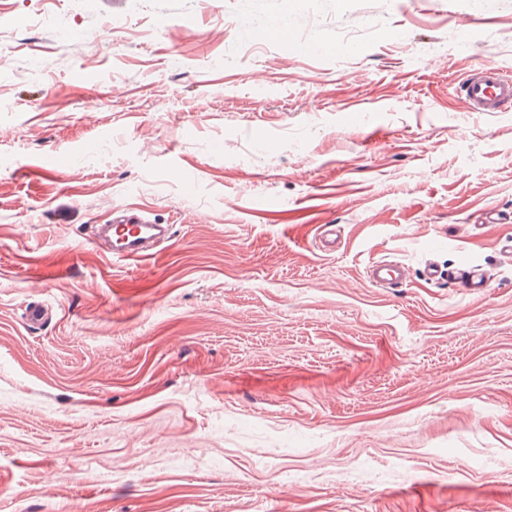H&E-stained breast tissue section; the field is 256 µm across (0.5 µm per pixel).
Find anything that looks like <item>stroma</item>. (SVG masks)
<instances>
[{
  "label": "stroma",
  "instance_id": "stroma-1",
  "mask_svg": "<svg viewBox=\"0 0 512 512\" xmlns=\"http://www.w3.org/2000/svg\"><path fill=\"white\" fill-rule=\"evenodd\" d=\"M1 55L0 512H512V108L459 91L512 0H0ZM127 205L158 257L90 243ZM369 282L378 288H393L405 279L404 268L399 263L377 262L370 267ZM448 280L460 282L468 289L469 294L475 297H486L493 288L489 277L474 267H464L456 272H448Z\"/></svg>",
  "mask_w": 512,
  "mask_h": 512
}]
</instances>
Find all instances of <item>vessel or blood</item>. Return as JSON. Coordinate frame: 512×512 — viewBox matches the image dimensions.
Segmentation results:
<instances>
[{
    "label": "vessel or blood",
    "instance_id": "obj_1",
    "mask_svg": "<svg viewBox=\"0 0 512 512\" xmlns=\"http://www.w3.org/2000/svg\"><path fill=\"white\" fill-rule=\"evenodd\" d=\"M465 97L477 112H500L512 107V76L497 68H484L471 74L465 83ZM171 238V227L152 221L142 211L120 208L113 212L111 223L101 225L92 236L93 243H104L112 257L137 260L156 255L157 249ZM405 272L400 264L378 262L371 266L368 279L378 288L401 284ZM476 297L488 296L492 283L473 267L452 274Z\"/></svg>",
    "mask_w": 512,
    "mask_h": 512
}]
</instances>
